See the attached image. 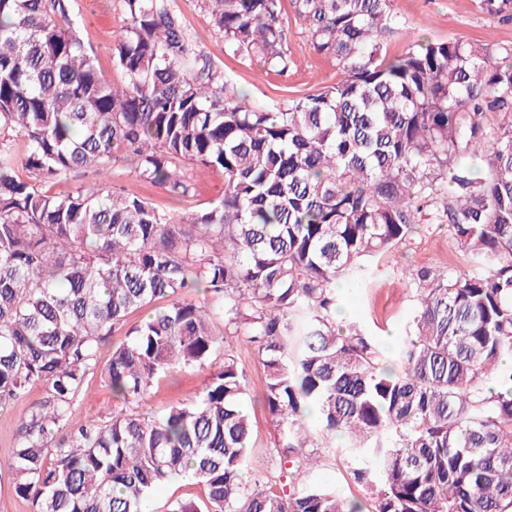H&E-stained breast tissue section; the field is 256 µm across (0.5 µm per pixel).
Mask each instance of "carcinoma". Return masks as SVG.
<instances>
[{
  "mask_svg": "<svg viewBox=\"0 0 512 512\" xmlns=\"http://www.w3.org/2000/svg\"><path fill=\"white\" fill-rule=\"evenodd\" d=\"M123 2L118 86L71 0H0V408L45 393L3 463L15 493L35 512H144L191 468L206 502L170 512H512V45L421 39L391 56V0H293L339 77L258 106L197 49L174 0ZM196 2L226 54L288 73L282 0ZM476 5L512 21V0ZM119 161L175 198L193 190L188 164L218 169L224 192L161 210L108 183ZM78 169L102 181L48 190ZM432 224L477 272L409 273L417 304L390 361L360 324L336 322V283H366L372 260ZM202 286L213 308L181 301ZM235 336L261 355L287 491L247 479ZM220 352L197 399L132 409L160 375ZM97 369L131 409L77 422ZM338 434L367 511L313 481ZM147 314H148L147 309H142L140 311H137L128 317L127 324L125 326L115 330V332L109 337L108 343L105 346H103L99 352V357H100L99 361H100L101 365L106 363L107 359L109 358V356L112 352V345L120 344L123 341H125L126 340L125 333L128 330V328L132 324L139 322L140 320L145 318Z\"/></svg>",
  "mask_w": 512,
  "mask_h": 512,
  "instance_id": "1",
  "label": "carcinoma"
}]
</instances>
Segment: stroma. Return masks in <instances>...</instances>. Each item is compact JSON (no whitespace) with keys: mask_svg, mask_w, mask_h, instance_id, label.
Listing matches in <instances>:
<instances>
[{"mask_svg":"<svg viewBox=\"0 0 512 512\" xmlns=\"http://www.w3.org/2000/svg\"><path fill=\"white\" fill-rule=\"evenodd\" d=\"M391 8L405 21L402 30L388 44V52L392 55L404 52L409 44L423 35L436 41L479 39L512 43V22L483 14L475 0H391ZM175 9L197 48L219 65L231 85L247 94L250 103L284 107L293 98L318 91L336 80L335 60L313 51L290 0L283 4V18L288 25V51L295 66L285 75L270 72L258 62L225 55L222 33L195 0H176ZM71 18L78 26L84 44L93 49L100 70L115 84H123L125 77L112 61V46L125 24L123 0H72ZM187 174L194 189L189 197L181 200L140 181L127 164L113 168L111 180L114 186L133 190L157 207L171 212L207 206L221 195L224 188L221 171L192 164ZM469 265L466 256L456 248L447 226L432 225L414 236L411 242L374 260L366 286L356 293L343 294L336 319L340 322L360 321L381 348L394 351L415 305V292L406 283L405 273L423 266L445 272L465 269ZM233 347L246 378V407L252 423L247 475L263 479L278 491L284 480L280 476L274 426L261 402L265 387L261 357L246 338L234 339ZM214 369V364L208 362L159 378L142 403V411L155 414L169 406L190 402L202 392ZM43 398L42 388L34 386L9 407L0 409V459L6 458L15 447L22 419ZM120 407L106 383L93 374L74 405L73 417L77 420L103 418ZM326 455L319 481L336 487L346 499L367 502L366 491L354 481L349 464L340 460L334 449H327ZM206 495L202 483L179 478L151 494L149 512H169L174 501L199 503Z\"/></svg>","mask_w":512,"mask_h":512,"instance_id":"obj_1","label":"stroma"}]
</instances>
